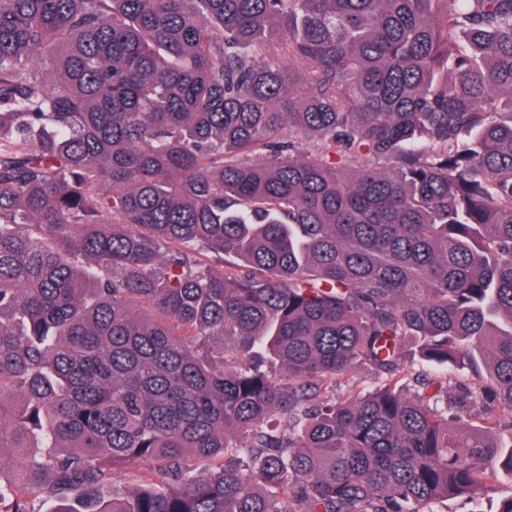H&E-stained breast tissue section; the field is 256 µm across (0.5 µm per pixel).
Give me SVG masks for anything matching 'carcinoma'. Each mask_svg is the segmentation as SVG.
Masks as SVG:
<instances>
[{
  "label": "carcinoma",
  "instance_id": "carcinoma-1",
  "mask_svg": "<svg viewBox=\"0 0 512 512\" xmlns=\"http://www.w3.org/2000/svg\"><path fill=\"white\" fill-rule=\"evenodd\" d=\"M494 403L512 0H0L9 512H436Z\"/></svg>",
  "mask_w": 512,
  "mask_h": 512
}]
</instances>
